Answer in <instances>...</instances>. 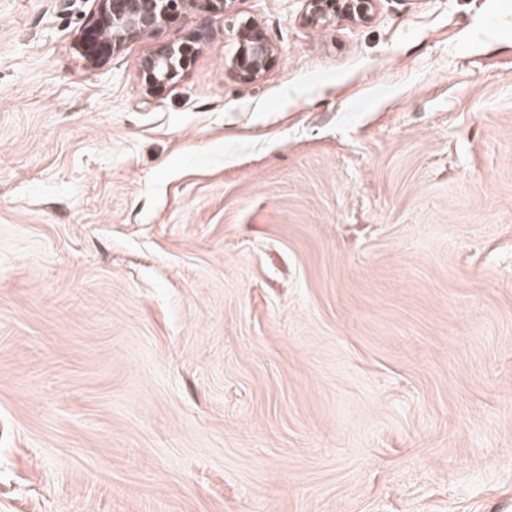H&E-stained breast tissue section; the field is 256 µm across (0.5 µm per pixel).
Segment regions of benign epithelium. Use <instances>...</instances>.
Returning <instances> with one entry per match:
<instances>
[{"mask_svg":"<svg viewBox=\"0 0 512 512\" xmlns=\"http://www.w3.org/2000/svg\"><path fill=\"white\" fill-rule=\"evenodd\" d=\"M91 24L76 37L74 46L84 65L103 67L126 44L149 35L161 26L199 9L226 14L233 0H95ZM376 0H305L303 22L311 27L334 21L366 23L373 17ZM237 43L235 54L225 61V70L238 80L253 83L262 78L276 57V48L263 30L250 20H240L230 27ZM192 57L187 44L163 46L144 56L139 74L150 92L174 84Z\"/></svg>","mask_w":512,"mask_h":512,"instance_id":"benign-epithelium-1","label":"benign epithelium"}]
</instances>
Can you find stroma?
I'll return each instance as SVG.
<instances>
[{
	"label": "stroma",
	"instance_id": "1",
	"mask_svg": "<svg viewBox=\"0 0 512 512\" xmlns=\"http://www.w3.org/2000/svg\"><path fill=\"white\" fill-rule=\"evenodd\" d=\"M94 8L0 0V512H512V0ZM91 24L76 37L74 46L84 65L103 67L126 44L195 9L226 14L233 0H95ZM103 33H107L104 36ZM376 0H305L303 22L321 27L331 22L367 23L373 17ZM230 30L237 50L230 59L225 60V70L242 82L258 81L275 60L276 48L251 20H240ZM191 57L192 49L187 44L163 46L144 56L139 63V74L146 89L158 92L174 84Z\"/></svg>",
	"mask_w": 512,
	"mask_h": 512
}]
</instances>
